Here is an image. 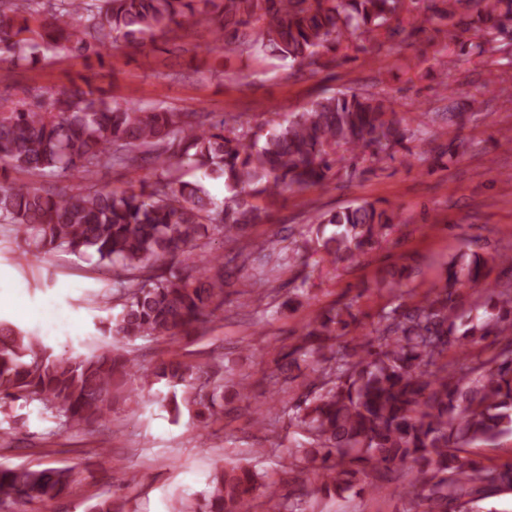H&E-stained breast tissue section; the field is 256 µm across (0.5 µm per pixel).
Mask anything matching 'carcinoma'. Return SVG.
<instances>
[{
  "label": "carcinoma",
  "instance_id": "cac0c4a2",
  "mask_svg": "<svg viewBox=\"0 0 512 512\" xmlns=\"http://www.w3.org/2000/svg\"><path fill=\"white\" fill-rule=\"evenodd\" d=\"M419 15L446 27L469 59L484 43L456 33H508L512 0H0V83L49 53L101 63L103 48L138 49L185 20L206 26L228 54L314 74L335 67L353 36L381 47L426 32ZM402 123L386 98L358 91L319 95L263 134L234 117L119 101L90 85L1 106L0 224L39 253L96 258L111 286L91 294V334L66 357L0 321V415L35 404L68 431L109 416L117 395L137 389L158 397L172 422L187 410L207 429L224 414L223 366L174 358L147 372L125 344L190 334L223 309L227 279L256 252L308 267L298 250L268 253L275 243L250 238L248 228L284 192L323 185L343 156L391 154L406 137ZM441 136L450 158L464 146L455 129ZM114 167L144 170L139 187H98V171ZM67 172L85 181L78 191L41 185ZM221 177L219 201L202 181ZM393 224L394 214L363 201L315 213L304 236L334 262H351ZM213 235L237 250L212 254ZM484 268L475 254L456 255L446 283L410 304L393 303L396 281H380L390 300L368 333H358L352 301L310 319L269 384H292L284 367L311 365L289 407L288 428L302 436L289 456L317 484L285 497L237 465L216 471L209 489L175 512H252L259 497L267 512H316L328 497L360 495L366 479L399 472L411 476L399 512H485V500L512 492V463L467 457L477 444L512 438V281L489 282ZM467 284L481 300L464 301ZM489 338L496 352L484 359L474 348ZM451 348L459 355L448 360ZM67 487L79 489L67 470L0 469V501L51 499Z\"/></svg>",
  "mask_w": 512,
  "mask_h": 512
}]
</instances>
